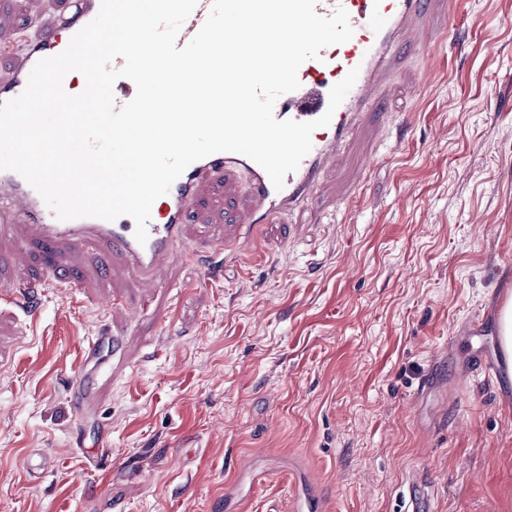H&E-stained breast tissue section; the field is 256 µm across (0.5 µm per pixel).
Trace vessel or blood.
Wrapping results in <instances>:
<instances>
[{"instance_id":"1","label":"vessel or blood","mask_w":512,"mask_h":512,"mask_svg":"<svg viewBox=\"0 0 512 512\" xmlns=\"http://www.w3.org/2000/svg\"><path fill=\"white\" fill-rule=\"evenodd\" d=\"M100 5L101 0H72L68 13L55 26L31 38L11 80L0 85V103L21 94L35 64L63 52L71 38L95 18ZM340 6L349 14L352 38L325 47L319 59L300 66V87L278 98L275 118L299 122L319 118L328 107L332 81L342 80L354 68L359 74L330 124L313 132L311 151L296 171L287 174L282 188H275L265 170L244 155L212 154L189 165L169 193L154 202L147 224L148 238L143 243L137 241L135 223L127 216L113 221L97 217L59 219L40 194L10 170H0V209L25 218L27 242L60 251L89 252L103 267L109 266L113 257H121L137 273L143 287L150 289L164 287L166 270L174 259L192 256L185 217L204 178L220 180L230 174L245 177L251 203L245 226L272 224L300 210L321 187L325 170L350 147L359 123L375 109L378 88L396 51L406 48L426 62L433 60L436 52L434 44L421 43L412 36L414 20L430 12L433 0H317L315 11L327 17ZM211 7L212 0H198L178 34V46H185L196 35Z\"/></svg>"}]
</instances>
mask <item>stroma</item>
Here are the masks:
<instances>
[{"mask_svg":"<svg viewBox=\"0 0 512 512\" xmlns=\"http://www.w3.org/2000/svg\"><path fill=\"white\" fill-rule=\"evenodd\" d=\"M67 5L0 0V43ZM379 100L399 124L369 117L327 192L255 228L262 261L207 267L248 210L236 176L204 186L196 256L153 292L0 245V286L38 287L0 300V512H225L234 484L241 512H294L313 470L323 512H406L412 478L420 512H512V386L468 372L499 359L512 294V0H461L432 69L398 54ZM103 331L123 348L79 414L68 383ZM39 452L56 466L32 482ZM497 323L499 343L507 358L508 375L512 380V297L508 296L500 304Z\"/></svg>","mask_w":512,"mask_h":512,"instance_id":"1","label":"stroma"}]
</instances>
